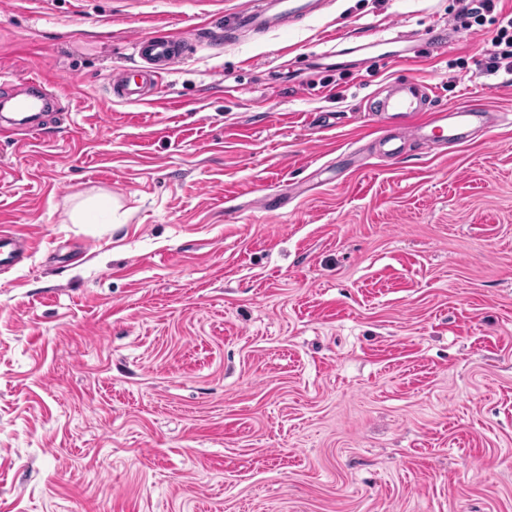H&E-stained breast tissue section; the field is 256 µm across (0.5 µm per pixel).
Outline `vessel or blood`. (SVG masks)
Returning <instances> with one entry per match:
<instances>
[{
  "label": "vessel or blood",
  "instance_id": "obj_1",
  "mask_svg": "<svg viewBox=\"0 0 512 512\" xmlns=\"http://www.w3.org/2000/svg\"><path fill=\"white\" fill-rule=\"evenodd\" d=\"M324 5L325 0H250L249 6L225 14L224 28L215 33L214 38L221 44L230 45L236 34L283 29L313 15ZM196 32V26L191 25L173 37L145 35L133 38L131 48L139 64L112 74L109 97L120 102L150 103L152 85L174 72L184 57L185 44L195 38ZM26 84L38 89L37 100L33 103L15 100V111H32L35 104H47L51 98L50 82L46 77H29ZM432 100V89L427 83L408 78L393 82L375 94L368 109L395 120L402 125L404 135L429 148L456 145L487 129L488 112L481 106L463 103L435 111L430 107ZM29 247L27 236L0 232V268L13 266Z\"/></svg>",
  "mask_w": 512,
  "mask_h": 512
}]
</instances>
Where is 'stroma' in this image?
Here are the masks:
<instances>
[{
    "label": "stroma",
    "mask_w": 512,
    "mask_h": 512,
    "mask_svg": "<svg viewBox=\"0 0 512 512\" xmlns=\"http://www.w3.org/2000/svg\"><path fill=\"white\" fill-rule=\"evenodd\" d=\"M246 3L0 0V74L60 106L0 141L34 243L0 270V512H512V124L393 160L365 108L411 76L512 112L491 28L330 0L108 100L131 35Z\"/></svg>",
    "instance_id": "obj_1"
}]
</instances>
